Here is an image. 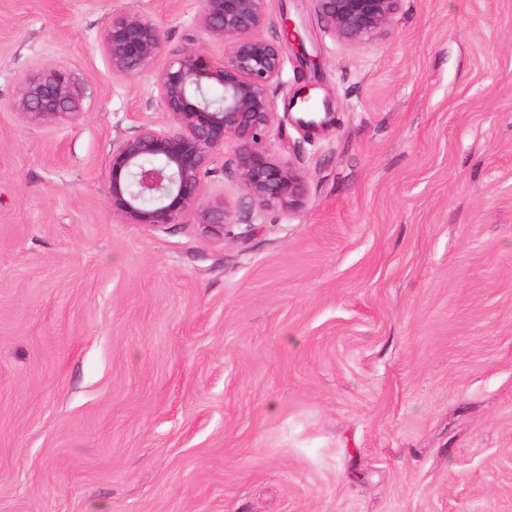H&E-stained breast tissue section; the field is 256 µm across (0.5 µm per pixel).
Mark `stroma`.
Returning <instances> with one entry per match:
<instances>
[{
    "label": "stroma",
    "instance_id": "1",
    "mask_svg": "<svg viewBox=\"0 0 512 512\" xmlns=\"http://www.w3.org/2000/svg\"><path fill=\"white\" fill-rule=\"evenodd\" d=\"M123 5L224 52L200 0H0V512H512V0H402L360 45L269 0L320 60L285 51L265 140L307 194L220 239L106 203L111 142L163 118L159 65L99 43ZM50 65L75 122L17 107ZM236 151L204 194L247 211Z\"/></svg>",
    "mask_w": 512,
    "mask_h": 512
}]
</instances>
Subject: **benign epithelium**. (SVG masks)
Masks as SVG:
<instances>
[{
  "label": "benign epithelium",
  "mask_w": 512,
  "mask_h": 512,
  "mask_svg": "<svg viewBox=\"0 0 512 512\" xmlns=\"http://www.w3.org/2000/svg\"><path fill=\"white\" fill-rule=\"evenodd\" d=\"M268 0H201L196 27L221 41L214 59L195 46L170 55L156 78L161 121H145L133 135L112 142L105 172L106 202L124 224L162 229L194 214L202 231L224 237L228 224H248L225 193L204 196L203 179L224 158V144L237 143L235 177L261 210L296 208L306 195L299 168L274 158L263 138L276 120L271 95L283 68V48L306 51L307 29L287 15L276 22ZM327 27L339 38L362 44L385 31L401 0H317ZM271 31L267 36L264 31ZM112 73L133 77L161 58L165 45L154 18L123 6L101 34ZM18 107L37 119L79 116L67 70L51 65L21 85ZM331 113L301 116L296 123L314 131Z\"/></svg>",
  "instance_id": "7a95c632"
}]
</instances>
